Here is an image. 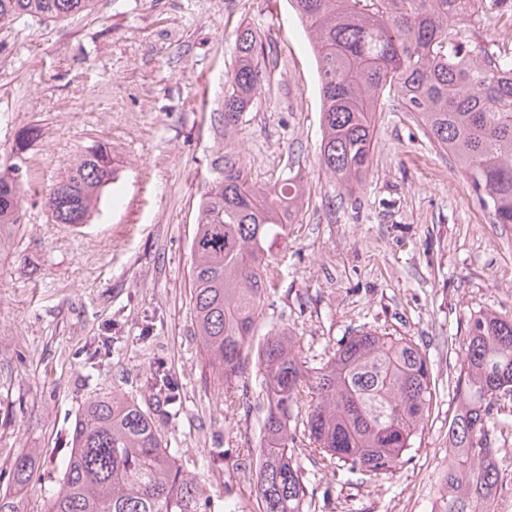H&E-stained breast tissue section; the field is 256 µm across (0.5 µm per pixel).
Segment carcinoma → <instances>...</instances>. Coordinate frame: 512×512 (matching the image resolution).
Listing matches in <instances>:
<instances>
[{
    "label": "carcinoma",
    "instance_id": "cac0c4a2",
    "mask_svg": "<svg viewBox=\"0 0 512 512\" xmlns=\"http://www.w3.org/2000/svg\"><path fill=\"white\" fill-rule=\"evenodd\" d=\"M97 0H0V23L64 20L90 13ZM500 0H290L311 36L322 101L318 162L351 187L369 171L375 116L395 96L434 146L464 173L491 224H512V52L482 34ZM278 58L256 31L237 30L233 68L219 113L224 154L198 206L191 241L193 320L210 363L224 378L225 409L235 408V381L256 360L263 400L255 495L259 512H307L308 478L297 450L320 471L352 478L394 472L421 444L436 384L426 355L409 336L364 327L320 356L295 337L270 332L254 343L258 318L278 285L272 244L288 236L305 196L286 177L259 187L235 143L254 100L271 86ZM0 173V237L18 222L20 181ZM112 159L79 152L49 190L58 224H84L112 180ZM170 406L179 394L160 372L146 379ZM512 397V319L470 317L448 426V468L433 512H494L501 481L491 435L512 421L493 413ZM154 415L133 396L90 400L76 419L71 449L47 512H205L203 485L187 474ZM0 512H26L22 491L34 457L18 454Z\"/></svg>",
    "mask_w": 512,
    "mask_h": 512
}]
</instances>
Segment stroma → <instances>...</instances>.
Here are the masks:
<instances>
[{
  "mask_svg": "<svg viewBox=\"0 0 512 512\" xmlns=\"http://www.w3.org/2000/svg\"><path fill=\"white\" fill-rule=\"evenodd\" d=\"M283 65L237 138L263 186L301 176L297 224L273 247L281 281L260 332L298 336L305 354L352 328L409 336L433 368L436 404L401 469L347 484L309 477L316 512H430L448 446L467 322L512 318V224L490 223L401 102L383 98L369 172L345 189L317 157L321 103L312 41L288 0H98L88 14L0 27V170L19 165L20 220L0 237V488L36 451L28 512H44L76 417L96 396L134 395L169 442L187 449L223 512H258L255 471L238 453L259 444L255 367L224 409L191 316L190 244L210 162L224 76L239 25ZM36 129L16 155L20 130ZM103 149L118 180L78 227L54 223L50 187L74 155ZM177 384L171 415L143 386L156 365Z\"/></svg>",
  "mask_w": 512,
  "mask_h": 512,
  "instance_id": "stroma-1",
  "label": "stroma"
}]
</instances>
